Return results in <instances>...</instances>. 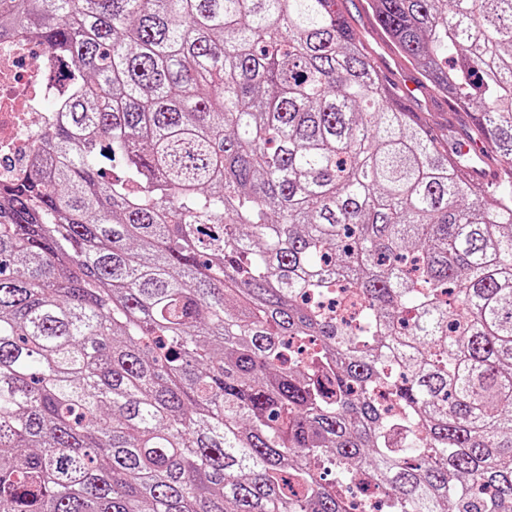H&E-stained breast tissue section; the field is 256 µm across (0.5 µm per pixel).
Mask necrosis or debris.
Listing matches in <instances>:
<instances>
[{
	"mask_svg": "<svg viewBox=\"0 0 512 512\" xmlns=\"http://www.w3.org/2000/svg\"><path fill=\"white\" fill-rule=\"evenodd\" d=\"M74 68L38 41L17 35L0 40V181H10L35 155L54 122Z\"/></svg>",
	"mask_w": 512,
	"mask_h": 512,
	"instance_id": "1",
	"label": "necrosis or debris"
}]
</instances>
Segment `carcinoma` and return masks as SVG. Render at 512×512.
<instances>
[{
    "instance_id": "obj_1",
    "label": "carcinoma",
    "mask_w": 512,
    "mask_h": 512,
    "mask_svg": "<svg viewBox=\"0 0 512 512\" xmlns=\"http://www.w3.org/2000/svg\"><path fill=\"white\" fill-rule=\"evenodd\" d=\"M340 2L0 10L77 68L0 184V512H512V0H371L463 141ZM365 0H348L344 3V9L347 11L351 18V26L356 41L360 43L367 42L370 50L375 54L380 55L381 58L387 59L393 68L400 69L408 78L414 83L413 87L417 89L410 93L411 88L399 80L391 79L390 86L396 90L401 91L406 98V105L415 109L417 107L426 108L429 112H425L426 121L430 124L433 133L439 138H448V111L454 112L456 104L448 100V111L441 106V98H432L431 93L418 84L415 80L414 72L409 64L396 56L390 47L382 40L378 33V41L374 40L370 35V29H373L371 18L373 14L368 6L369 14L366 10ZM390 54H393V59Z\"/></svg>"
}]
</instances>
